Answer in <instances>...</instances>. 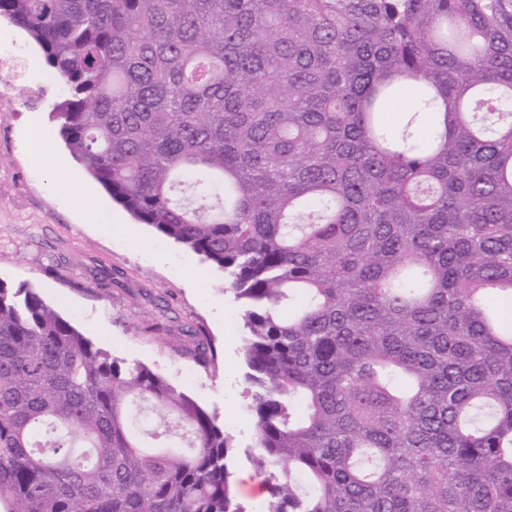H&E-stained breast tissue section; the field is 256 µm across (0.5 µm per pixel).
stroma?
Segmentation results:
<instances>
[{
    "mask_svg": "<svg viewBox=\"0 0 512 512\" xmlns=\"http://www.w3.org/2000/svg\"><path fill=\"white\" fill-rule=\"evenodd\" d=\"M0 47L30 62L24 80L0 92V282L26 285L59 315L118 358L146 364L186 386L233 438L234 474L251 469L254 443L240 309L222 270L138 223L85 171L49 115L65 86L38 45L0 18ZM48 117L56 159L31 162L25 147L31 114ZM209 337L214 360L195 362L196 335Z\"/></svg>",
    "mask_w": 512,
    "mask_h": 512,
    "instance_id": "obj_1",
    "label": "stroma"
}]
</instances>
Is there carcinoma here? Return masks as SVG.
<instances>
[{
    "label": "carcinoma",
    "mask_w": 512,
    "mask_h": 512,
    "mask_svg": "<svg viewBox=\"0 0 512 512\" xmlns=\"http://www.w3.org/2000/svg\"><path fill=\"white\" fill-rule=\"evenodd\" d=\"M0 17L65 83L53 117L86 172L224 271L264 512H512V0ZM190 354L213 360L201 336ZM231 447L189 394L0 282V512H247Z\"/></svg>",
    "instance_id": "1"
}]
</instances>
